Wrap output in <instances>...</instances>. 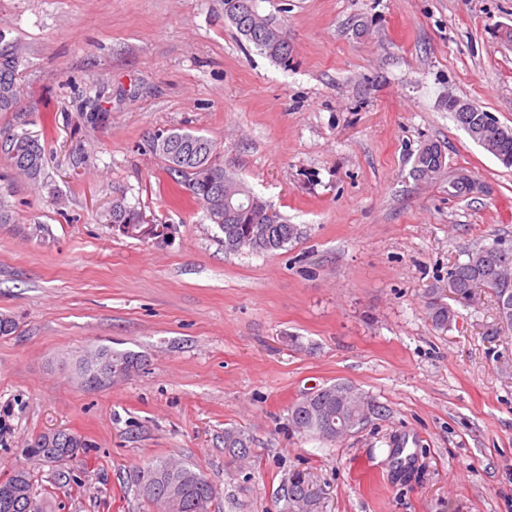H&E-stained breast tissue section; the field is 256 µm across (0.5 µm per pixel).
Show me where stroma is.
Masks as SVG:
<instances>
[{
	"mask_svg": "<svg viewBox=\"0 0 512 512\" xmlns=\"http://www.w3.org/2000/svg\"><path fill=\"white\" fill-rule=\"evenodd\" d=\"M288 29L287 65L224 18V0H0V50L21 94L0 139L45 145L48 185L0 179V477L35 476L53 512H158L132 472L152 458L197 466L210 512H280L303 474L322 512H512V329L493 297L428 317L467 250L512 247V169L475 144L445 107L470 101L512 128V0H255ZM187 131L302 231L268 253H228L222 233L150 142ZM441 144L445 168L414 176ZM478 198L455 194L457 172ZM166 224L164 240L115 232L114 199ZM39 233H32L33 225ZM147 361L90 388L86 350ZM338 382L385 406L339 442L293 432L288 407ZM244 430L253 460L224 453ZM72 430L86 452L69 485L23 449ZM413 432L410 476L391 443ZM440 144L431 143L426 145L417 155L413 173L419 178H430L440 173L443 168L439 159V150L442 149Z\"/></svg>",
	"mask_w": 512,
	"mask_h": 512,
	"instance_id": "obj_1",
	"label": "stroma"
}]
</instances>
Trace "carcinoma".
<instances>
[{"instance_id":"obj_1","label":"carcinoma","mask_w":512,"mask_h":512,"mask_svg":"<svg viewBox=\"0 0 512 512\" xmlns=\"http://www.w3.org/2000/svg\"><path fill=\"white\" fill-rule=\"evenodd\" d=\"M224 17L257 51L273 62L287 65L290 56L288 35L270 18L259 14L254 0H224ZM19 85L16 81V62L13 54L0 52V112H10L16 106ZM453 118L469 137L495 157L504 167L512 168V132L498 139L495 131L502 128L498 122L485 124V112L453 111ZM152 149L164 159L167 171L179 176L204 209L207 219L224 235V250L239 253H267L279 250L301 237L298 225L274 211L265 201L254 195L236 176L216 162L214 142L192 132L173 131L153 140ZM441 145H426L417 155L414 175L430 178L442 171L439 161ZM4 153L10 160L14 174L32 189L47 186L45 148L39 135L30 132L13 134L6 138ZM235 218L227 221V212ZM108 222L127 228L124 236L148 239L143 232L146 225L143 214L122 200L112 202ZM448 288L431 289L429 318L433 326L446 330L456 317L453 308L444 301L445 294L453 300L468 304L477 292L489 291L495 303L502 294L512 301V248L499 244L475 247L467 258L448 269ZM124 366L136 373L145 369L146 360L135 353L112 352V366ZM383 406L373 397L352 384H334L312 391L296 400L289 408V422L300 434H313L335 442L350 434L351 425L360 418L368 420L382 415ZM25 455L42 460L54 452L45 447L43 436L35 437ZM224 452L241 466L251 458V440L238 428L224 429ZM133 485L138 497L146 503L161 504L166 512H209L216 489L194 465L172 459L158 458L134 471ZM34 499L37 512H50L48 498H36L33 475L28 470L12 472L0 481V512H28V501ZM318 496L299 476L289 481L281 496L283 512H317Z\"/></svg>"}]
</instances>
